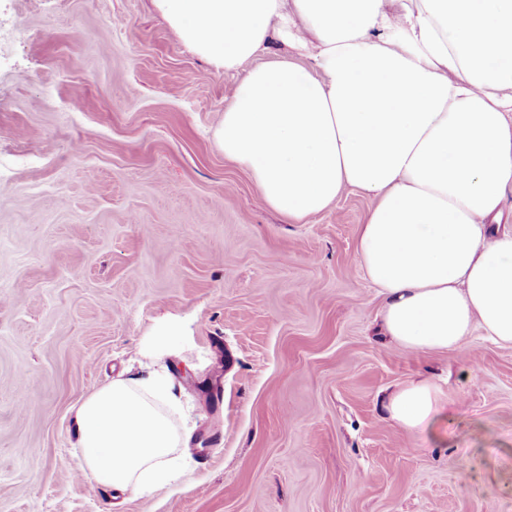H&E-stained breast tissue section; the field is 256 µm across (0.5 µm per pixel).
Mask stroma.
Wrapping results in <instances>:
<instances>
[{
  "label": "stroma",
  "mask_w": 512,
  "mask_h": 512,
  "mask_svg": "<svg viewBox=\"0 0 512 512\" xmlns=\"http://www.w3.org/2000/svg\"><path fill=\"white\" fill-rule=\"evenodd\" d=\"M0 512H512V348L407 352L346 191L301 224L214 133L234 73L150 0H0ZM192 430L181 481L81 474L75 407L162 326ZM446 397L422 432L387 395ZM445 408L441 391L426 380L410 381L388 398L389 418L407 430H420L437 421Z\"/></svg>",
  "instance_id": "1"
}]
</instances>
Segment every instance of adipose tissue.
<instances>
[{
	"label": "adipose tissue",
	"mask_w": 512,
	"mask_h": 512,
	"mask_svg": "<svg viewBox=\"0 0 512 512\" xmlns=\"http://www.w3.org/2000/svg\"><path fill=\"white\" fill-rule=\"evenodd\" d=\"M180 41L238 73L214 134L263 201L297 224L343 191L375 202L357 256L383 300L381 336L457 349L473 326L512 347V231L488 224L512 188V0H151ZM286 58L244 69L271 40ZM167 367L118 378L75 410L80 466L115 493L183 471ZM441 391L388 398L407 430Z\"/></svg>",
	"instance_id": "ef3b65f1"
}]
</instances>
